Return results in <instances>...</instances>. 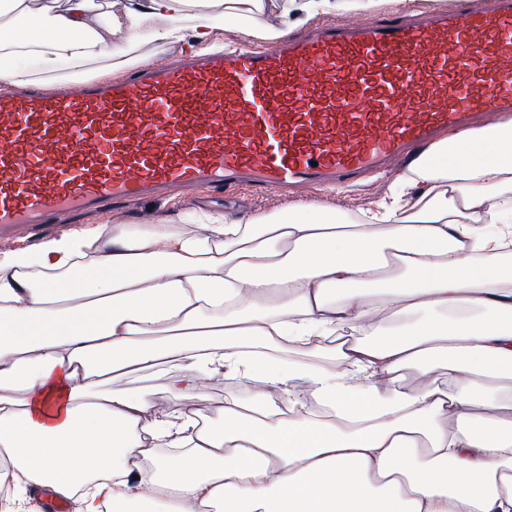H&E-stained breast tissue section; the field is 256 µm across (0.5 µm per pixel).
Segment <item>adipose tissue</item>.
Segmentation results:
<instances>
[{"label":"adipose tissue","mask_w":512,"mask_h":512,"mask_svg":"<svg viewBox=\"0 0 512 512\" xmlns=\"http://www.w3.org/2000/svg\"><path fill=\"white\" fill-rule=\"evenodd\" d=\"M29 3L0 0L4 86L81 77L122 29L214 51L261 0H65L38 25ZM469 137L422 148L369 224L310 207L0 253V512H42L44 491L75 512H512V121ZM147 371L178 408L100 390ZM226 375L265 397L201 427L202 382Z\"/></svg>","instance_id":"ef3b65f1"}]
</instances>
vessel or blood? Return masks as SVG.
<instances>
[{
	"label": "vessel or blood",
	"mask_w": 512,
	"mask_h": 512,
	"mask_svg": "<svg viewBox=\"0 0 512 512\" xmlns=\"http://www.w3.org/2000/svg\"><path fill=\"white\" fill-rule=\"evenodd\" d=\"M512 112V0L0 94V236L172 189L341 186Z\"/></svg>",
	"instance_id": "b4317fda"
}]
</instances>
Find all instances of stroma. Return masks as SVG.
I'll return each instance as SVG.
<instances>
[{
    "instance_id": "stroma-1",
    "label": "stroma",
    "mask_w": 512,
    "mask_h": 512,
    "mask_svg": "<svg viewBox=\"0 0 512 512\" xmlns=\"http://www.w3.org/2000/svg\"><path fill=\"white\" fill-rule=\"evenodd\" d=\"M474 4L475 0H382L373 11L356 14L336 10L324 15L327 23L355 19L370 23L380 17L402 13H428L457 8L459 2ZM399 170L370 176L349 187H326L302 194H282L274 191L260 192L243 188L235 191L203 190L198 198L172 192L162 196L148 197L134 203L107 201L98 211L90 214H65L59 216L58 224L65 227L92 226L96 224H148L163 217H176L184 211L202 210L220 212L231 218L262 217L273 215L288 206L306 208L326 206L341 216H367L376 202L385 197L395 182L401 178ZM262 391L260 384H240L234 381L215 380L202 386V398L197 403L200 414L214 416L223 407L225 400L237 399L250 402Z\"/></svg>"
}]
</instances>
